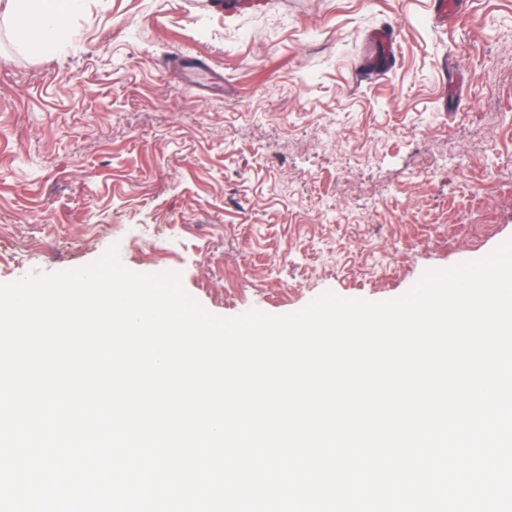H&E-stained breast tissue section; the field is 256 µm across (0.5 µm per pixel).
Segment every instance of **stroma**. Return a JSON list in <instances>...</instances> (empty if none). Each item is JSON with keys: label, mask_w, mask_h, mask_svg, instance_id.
I'll list each match as a JSON object with an SVG mask.
<instances>
[{"label": "stroma", "mask_w": 512, "mask_h": 512, "mask_svg": "<svg viewBox=\"0 0 512 512\" xmlns=\"http://www.w3.org/2000/svg\"><path fill=\"white\" fill-rule=\"evenodd\" d=\"M508 114L512 0H84L39 56L0 16V284L113 247L221 318L400 298L512 240Z\"/></svg>", "instance_id": "obj_1"}]
</instances>
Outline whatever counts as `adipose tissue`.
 Here are the masks:
<instances>
[{"label":"adipose tissue","instance_id":"adipose-tissue-1","mask_svg":"<svg viewBox=\"0 0 512 512\" xmlns=\"http://www.w3.org/2000/svg\"><path fill=\"white\" fill-rule=\"evenodd\" d=\"M82 0H8L15 34L30 53L57 48Z\"/></svg>","mask_w":512,"mask_h":512}]
</instances>
